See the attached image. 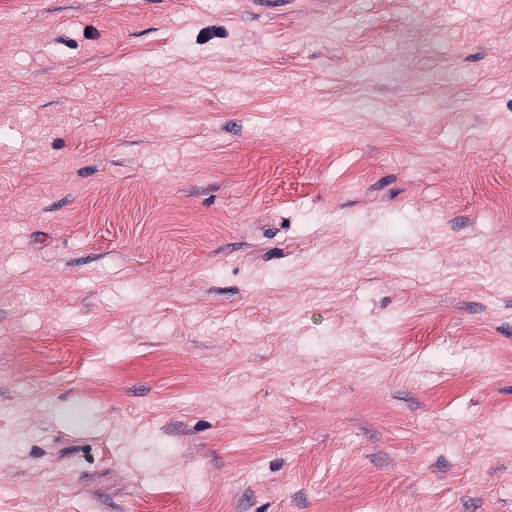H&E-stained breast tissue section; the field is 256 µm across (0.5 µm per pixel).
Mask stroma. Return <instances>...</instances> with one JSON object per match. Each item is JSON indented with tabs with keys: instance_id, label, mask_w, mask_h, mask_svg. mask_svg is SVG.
Masks as SVG:
<instances>
[{
	"instance_id": "obj_1",
	"label": "stroma",
	"mask_w": 512,
	"mask_h": 512,
	"mask_svg": "<svg viewBox=\"0 0 512 512\" xmlns=\"http://www.w3.org/2000/svg\"><path fill=\"white\" fill-rule=\"evenodd\" d=\"M511 169L496 0H0V512H512Z\"/></svg>"
}]
</instances>
